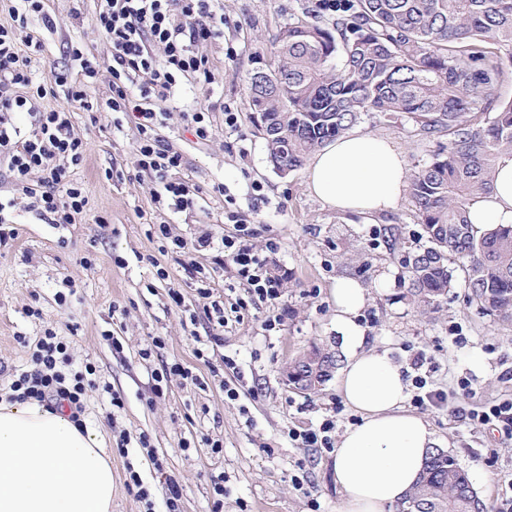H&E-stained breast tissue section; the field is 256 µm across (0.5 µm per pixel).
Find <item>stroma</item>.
Instances as JSON below:
<instances>
[{
    "label": "stroma",
    "mask_w": 512,
    "mask_h": 512,
    "mask_svg": "<svg viewBox=\"0 0 512 512\" xmlns=\"http://www.w3.org/2000/svg\"><path fill=\"white\" fill-rule=\"evenodd\" d=\"M309 3L220 0L228 20L224 37L202 48L213 62V81L201 86L182 80L173 92L177 107L158 129L164 143L185 157L172 180L201 189L193 208L177 212L155 202V184L134 165L135 125L104 109L111 95L106 73L86 87L92 109L72 114L73 131L84 144L77 177L88 205L81 221L44 223L0 175V195L16 201L17 233L0 246V366L6 368L0 395L9 390L10 371L26 366L30 344L48 327L64 337L73 368L95 366L82 420L112 458V512H144L125 485L130 464L150 487L155 512L166 510L171 478L180 486L181 512H212L218 479L224 482L223 512H337L332 449L297 447L288 432L316 429L331 419L336 439L359 416L344 406L336 379L303 394L288 387L285 367L313 344L344 358L332 296L342 277L366 290L358 322L370 345L389 350L406 366L407 377L421 375L447 394L444 407L425 409L424 416L439 447L467 471L488 512L512 495V440L466 418L486 403L512 399V327L481 311L459 284L437 311L421 312L401 265L426 242L411 198L370 217L331 209L307 193L305 168L285 175L273 169L249 119L245 76L272 60L273 36L288 21L305 17ZM45 9L56 29L30 25L43 44L33 61L37 78L68 65L71 42L107 66L111 47L93 24L96 0H45ZM230 47L235 57H227ZM196 104L210 110L212 131L203 144L196 143L181 113ZM228 108L237 114L236 127L224 124ZM355 129L394 141L412 171L428 163L435 148L374 112ZM228 194L250 222V242L277 243L270 267L283 279V294L276 304L248 306L223 324L210 301L227 306L240 294L216 247L235 232L224 221ZM163 225L168 235L160 234ZM205 234L214 246L195 254L203 271L198 277L185 270L172 240ZM202 287L211 299L200 298ZM173 289L181 293L182 306L171 302ZM60 292L66 296L62 305L56 300ZM32 308L40 318L29 317ZM275 315L280 325L267 330V318ZM156 338L162 348L153 347ZM418 353L424 365L414 371L410 364ZM228 357L235 369L225 368ZM175 362L191 378H173L163 396H155L153 372ZM464 380L470 391L461 390ZM228 381L238 399L225 396ZM115 393L122 408L111 405ZM144 435L163 460V471L148 461L140 445ZM215 442L221 452H213Z\"/></svg>",
    "instance_id": "stroma-1"
}]
</instances>
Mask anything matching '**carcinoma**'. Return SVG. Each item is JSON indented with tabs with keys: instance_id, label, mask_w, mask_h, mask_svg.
I'll use <instances>...</instances> for the list:
<instances>
[{
	"instance_id": "cac0c4a2",
	"label": "carcinoma",
	"mask_w": 512,
	"mask_h": 512,
	"mask_svg": "<svg viewBox=\"0 0 512 512\" xmlns=\"http://www.w3.org/2000/svg\"><path fill=\"white\" fill-rule=\"evenodd\" d=\"M274 73L246 77L247 109L258 114L268 162L283 173L368 112L406 122L436 141L414 171L410 194L428 246L405 256L409 293L432 311L462 274L470 298L512 325V225L475 235L473 202L490 194L496 168L512 158V0H347L331 26L297 19L273 41ZM335 356L313 344L288 361L298 389L330 377ZM398 512H486L468 473L442 448Z\"/></svg>"
}]
</instances>
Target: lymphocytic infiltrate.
<instances>
[{
  "label": "lymphocytic infiltrate",
  "instance_id": "1",
  "mask_svg": "<svg viewBox=\"0 0 512 512\" xmlns=\"http://www.w3.org/2000/svg\"><path fill=\"white\" fill-rule=\"evenodd\" d=\"M216 0H97L94 24L111 44L107 67L112 95L105 108L132 117L139 138L135 164L140 172L161 187L177 210L193 208L199 189L186 181L171 180L182 167L183 156L163 144L157 134L166 115L160 102L182 79L191 77L207 84L212 76L209 57L200 45L224 35L227 19ZM13 26L0 25V162L7 167L16 191L28 207L47 224H73L86 211L88 200L73 179V168L83 159L84 145L73 133L71 111L88 108L85 79L96 77L99 65L71 46L70 56L79 66L81 81H69L67 73L52 72L48 80L33 81L32 56L42 49L27 30L40 20L46 30L55 22L46 13L44 0H18L13 6ZM63 88L66 108L42 113L30 137H22L11 115L27 111L34 98H43ZM224 261L230 265L242 288L236 309L260 302L273 304L282 284L269 269L268 255L274 243L256 248L244 233L224 237ZM68 346L52 329H45L30 354V367L10 385L16 400L67 404L72 420L85 411L87 391L92 387L93 367L64 372Z\"/></svg>",
  "mask_w": 512,
  "mask_h": 512
}]
</instances>
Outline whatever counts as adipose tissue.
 I'll use <instances>...</instances> for the list:
<instances>
[{
	"instance_id": "1",
	"label": "adipose tissue",
	"mask_w": 512,
	"mask_h": 512,
	"mask_svg": "<svg viewBox=\"0 0 512 512\" xmlns=\"http://www.w3.org/2000/svg\"><path fill=\"white\" fill-rule=\"evenodd\" d=\"M403 150L351 132L309 159L306 188L342 212L396 210L407 189ZM477 233L512 224V159L496 170L494 190L469 210ZM336 329L348 351L338 387L360 416L341 436L333 475L338 512H394L419 480L436 443L429 423L405 410L409 383L387 351L366 348L357 322L365 289L352 278L333 288ZM112 461L103 441L64 409L0 397V512H111Z\"/></svg>"
}]
</instances>
